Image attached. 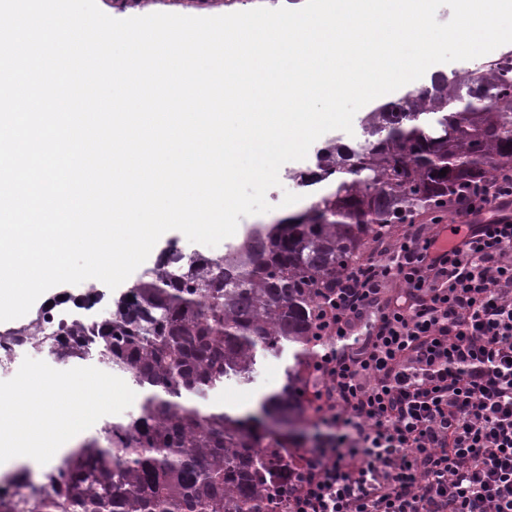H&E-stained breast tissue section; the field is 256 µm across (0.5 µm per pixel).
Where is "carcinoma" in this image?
<instances>
[{"label":"carcinoma","instance_id":"carcinoma-1","mask_svg":"<svg viewBox=\"0 0 512 512\" xmlns=\"http://www.w3.org/2000/svg\"><path fill=\"white\" fill-rule=\"evenodd\" d=\"M358 148L330 141L303 186L329 191L261 224L222 255L168 253L109 317L96 322L100 362L143 393L51 465L40 480L6 478L0 512H281L296 465L262 416L302 412L325 291L371 240L421 211L448 210L512 164V67L491 62L369 113ZM446 170V175L439 172ZM85 329L62 325L55 353L84 356ZM285 358L284 382L259 412L233 416L190 401L252 381L261 359Z\"/></svg>","mask_w":512,"mask_h":512}]
</instances>
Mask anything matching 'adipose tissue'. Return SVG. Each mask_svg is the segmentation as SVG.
<instances>
[{"label":"adipose tissue","mask_w":512,"mask_h":512,"mask_svg":"<svg viewBox=\"0 0 512 512\" xmlns=\"http://www.w3.org/2000/svg\"><path fill=\"white\" fill-rule=\"evenodd\" d=\"M111 392L87 370L68 374L62 390L23 377L14 389L0 391V468L56 460L78 438L84 424Z\"/></svg>","instance_id":"adipose-tissue-1"}]
</instances>
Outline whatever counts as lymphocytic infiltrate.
<instances>
[{"label": "lymphocytic infiltrate", "instance_id": "obj_1", "mask_svg": "<svg viewBox=\"0 0 512 512\" xmlns=\"http://www.w3.org/2000/svg\"><path fill=\"white\" fill-rule=\"evenodd\" d=\"M456 211L460 240L402 231L324 302L287 512H512V169Z\"/></svg>", "mask_w": 512, "mask_h": 512}]
</instances>
